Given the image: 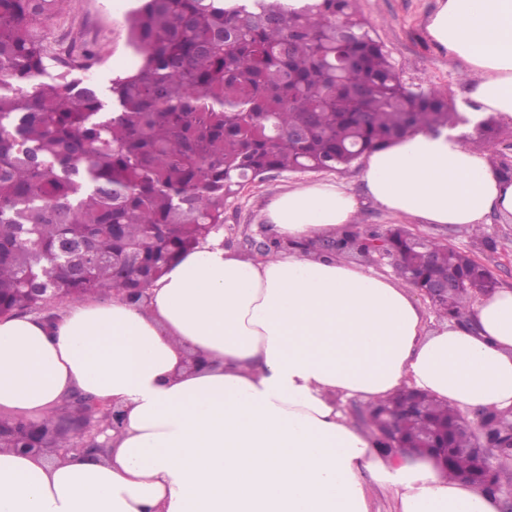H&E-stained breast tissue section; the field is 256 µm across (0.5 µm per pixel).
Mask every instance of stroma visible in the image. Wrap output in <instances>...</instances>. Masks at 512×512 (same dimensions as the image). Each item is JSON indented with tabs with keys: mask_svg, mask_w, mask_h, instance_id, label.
Wrapping results in <instances>:
<instances>
[{
	"mask_svg": "<svg viewBox=\"0 0 512 512\" xmlns=\"http://www.w3.org/2000/svg\"><path fill=\"white\" fill-rule=\"evenodd\" d=\"M131 6L132 0H65L64 16L52 26L53 31H69L86 38L96 54L90 76L100 87H107L112 77L128 72L136 59L129 45L127 14ZM437 7L438 0H359L361 13L375 25L403 81L438 88L462 105L468 100L467 85L461 79L467 65L432 42L425 28L426 19ZM362 168L358 162L340 174L273 171L247 183L224 205L225 247L253 254V241L270 235L263 215L267 202L290 187L318 178L331 179L363 195ZM396 223L469 254L492 272L498 287L512 289V216L488 214L483 222L488 244L479 249L474 248L467 226L400 220L370 203L362 206L350 229L363 235Z\"/></svg>",
	"mask_w": 512,
	"mask_h": 512,
	"instance_id": "35a3bbf8",
	"label": "stroma"
}]
</instances>
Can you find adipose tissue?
Segmentation results:
<instances>
[{
	"label": "adipose tissue",
	"instance_id": "ef3b65f1",
	"mask_svg": "<svg viewBox=\"0 0 512 512\" xmlns=\"http://www.w3.org/2000/svg\"><path fill=\"white\" fill-rule=\"evenodd\" d=\"M432 40L465 61L477 112L512 117V0H439ZM366 196L389 214L475 227L512 214V182L459 128L373 152ZM339 181L273 197L286 251L257 259L216 233L182 253L139 305L89 296L53 320L0 319V408L43 420L73 391L124 410L103 458L0 448V512H500L499 496L430 456L381 451L342 401L409 388L469 409L512 412V289L463 322L426 331L410 287L308 251L354 223ZM204 367L184 371L187 354Z\"/></svg>",
	"mask_w": 512,
	"mask_h": 512
}]
</instances>
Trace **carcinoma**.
Listing matches in <instances>:
<instances>
[{
    "instance_id": "1",
    "label": "carcinoma",
    "mask_w": 512,
    "mask_h": 512,
    "mask_svg": "<svg viewBox=\"0 0 512 512\" xmlns=\"http://www.w3.org/2000/svg\"><path fill=\"white\" fill-rule=\"evenodd\" d=\"M64 0H0V315L44 310L116 291L140 298L181 253L224 225V202L272 171L340 172L420 131L470 123L448 95L406 85L361 17L358 0H138L129 15L139 61L105 94L85 76L78 47L57 63L47 28ZM465 142L488 147L494 116ZM397 276L422 289L451 277L439 305L460 319L495 289L470 255L389 230ZM52 288L50 295L36 292ZM410 402L398 450L415 426L458 412L403 391L368 407L366 422ZM42 422L1 418L0 448H23L32 430L50 448L85 439Z\"/></svg>"
}]
</instances>
